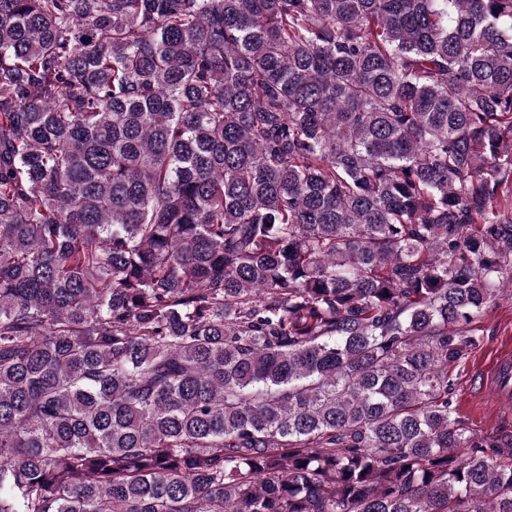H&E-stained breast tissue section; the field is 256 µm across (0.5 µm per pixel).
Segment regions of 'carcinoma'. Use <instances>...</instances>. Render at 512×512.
I'll return each instance as SVG.
<instances>
[{
  "instance_id": "carcinoma-1",
  "label": "carcinoma",
  "mask_w": 512,
  "mask_h": 512,
  "mask_svg": "<svg viewBox=\"0 0 512 512\" xmlns=\"http://www.w3.org/2000/svg\"><path fill=\"white\" fill-rule=\"evenodd\" d=\"M505 274L512 0H0V512H512ZM502 288L507 289L490 303L474 325L479 335L477 346L451 370L455 416L477 434L496 431L512 434V406L498 407L512 403V360L508 354H496L484 369L486 359L496 350H506L509 346L512 350V291L508 289V279H504ZM483 369L485 390L497 406L482 393Z\"/></svg>"
}]
</instances>
